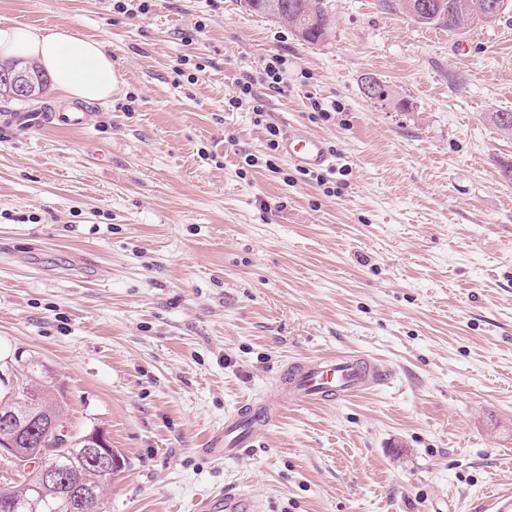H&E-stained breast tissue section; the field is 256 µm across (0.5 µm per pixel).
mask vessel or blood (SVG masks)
Instances as JSON below:
<instances>
[{"instance_id": "1", "label": "vessel or blood", "mask_w": 512, "mask_h": 512, "mask_svg": "<svg viewBox=\"0 0 512 512\" xmlns=\"http://www.w3.org/2000/svg\"><path fill=\"white\" fill-rule=\"evenodd\" d=\"M64 126H80L85 122L81 112L0 113V132L18 128L33 129L52 122ZM279 151L295 168L302 171L329 170L336 164V154L328 141L308 127L291 123L285 127L279 141ZM379 367L367 360L340 354H324L289 366L280 392L304 403L348 398L366 388L368 383L383 381ZM275 412L266 405L244 403L224 422L222 430L210 440L214 453L227 459L241 456L250 447L255 435L270 425ZM255 502L234 491H221L204 499L199 512H256ZM469 512H512V487L486 491L475 499Z\"/></svg>"}]
</instances>
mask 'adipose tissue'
Masks as SVG:
<instances>
[{"mask_svg": "<svg viewBox=\"0 0 512 512\" xmlns=\"http://www.w3.org/2000/svg\"><path fill=\"white\" fill-rule=\"evenodd\" d=\"M13 57L35 59L67 99L103 102L111 99L119 83L105 45L79 37L66 25L32 26L1 20L0 59Z\"/></svg>", "mask_w": 512, "mask_h": 512, "instance_id": "ef3b65f1", "label": "adipose tissue"}]
</instances>
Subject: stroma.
<instances>
[{"label":"stroma","instance_id":"1","mask_svg":"<svg viewBox=\"0 0 512 512\" xmlns=\"http://www.w3.org/2000/svg\"><path fill=\"white\" fill-rule=\"evenodd\" d=\"M505 2L451 35L330 0L333 32L308 45L239 0L133 19L0 0V19L104 42L120 74L85 125L0 134V365L38 359L71 428L122 455L101 512H193L223 488L260 512H467L512 483V138L487 119L512 112ZM276 53L288 77L259 88V126L226 100ZM291 122L335 147L325 183L265 167L266 124ZM333 352L386 380L285 399L238 459L208 452L290 364Z\"/></svg>","mask_w":512,"mask_h":512}]
</instances>
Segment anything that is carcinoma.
<instances>
[{
	"label": "carcinoma",
	"instance_id": "1",
	"mask_svg": "<svg viewBox=\"0 0 512 512\" xmlns=\"http://www.w3.org/2000/svg\"><path fill=\"white\" fill-rule=\"evenodd\" d=\"M253 12L271 17L296 28L297 21L304 20V33L301 39L311 45L325 40L333 27V16L328 7V0H280L281 10L273 12L266 7L267 0H245ZM489 0H429L431 13L419 24L438 25L451 34L480 23L479 15ZM489 120L505 136L512 137V112H493ZM20 374H28L23 391L16 396H5L0 393V407L6 411L18 410L28 404L35 410L61 414L66 405L64 391L51 381L39 379L45 373V366L30 359L19 370ZM47 466L58 472L61 480L69 484H79L85 493L100 499L102 484L110 476L99 472L88 460L84 448L79 443L59 453L45 455ZM63 483L42 484L38 475L29 472L24 477V485L0 487V491L11 493L16 499H40L37 512H84L83 504H62L58 496Z\"/></svg>",
	"mask_w": 512,
	"mask_h": 512
}]
</instances>
